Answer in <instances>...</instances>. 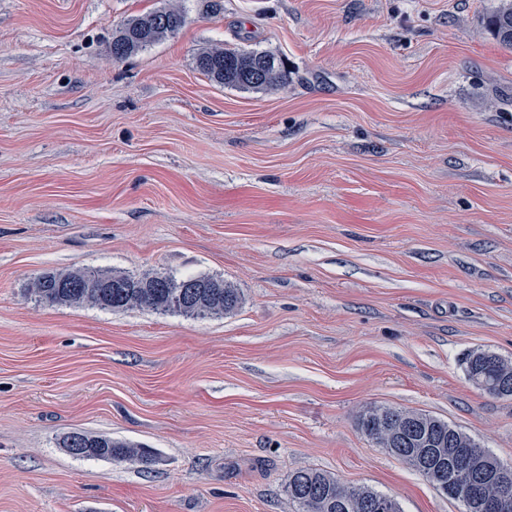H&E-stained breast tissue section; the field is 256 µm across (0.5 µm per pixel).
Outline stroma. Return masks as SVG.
I'll return each mask as SVG.
<instances>
[{"mask_svg":"<svg viewBox=\"0 0 512 512\" xmlns=\"http://www.w3.org/2000/svg\"><path fill=\"white\" fill-rule=\"evenodd\" d=\"M499 0H0V512H298L299 468L464 512L357 428L420 411L512 465V48ZM183 27L113 59L129 18ZM285 86H224L209 46ZM238 288L222 317L48 307V270ZM153 460L72 456L73 433ZM486 27L505 47H512V0H501L486 18ZM197 66L216 83L241 89L258 90L288 82V70L281 59L267 51L238 52L221 46L207 47L198 53ZM256 69L262 73V79L254 82L252 75ZM465 372L468 380L478 389L492 396L510 395L493 393L496 381L508 374L512 381V361L490 351H470L465 358Z\"/></svg>","mask_w":512,"mask_h":512,"instance_id":"obj_1","label":"stroma"}]
</instances>
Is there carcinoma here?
Listing matches in <instances>:
<instances>
[{
    "mask_svg": "<svg viewBox=\"0 0 512 512\" xmlns=\"http://www.w3.org/2000/svg\"><path fill=\"white\" fill-rule=\"evenodd\" d=\"M185 22L176 7L163 8L127 20L112 41V57L123 59L177 32ZM486 27L505 47H512V0H500L498 8L486 18ZM198 68L211 80L241 89H264L288 83V70L281 59L267 51L238 52L221 46L202 49ZM27 294L35 301L54 306H88L120 311L133 308L159 313H177L189 317L224 316L242 303L239 289L213 276H189L178 279L169 274L134 275L112 270H52L34 277ZM468 380L491 395L496 381L508 376L512 381V361L490 351H471L465 358ZM387 420L410 423L428 437L427 443L396 444L385 438L381 424ZM357 425L375 445L405 462L450 499H456L460 487L475 482L473 500L483 504L475 509L461 500L465 512H498L490 508L496 494L493 483L471 474H448V457L434 455L429 465L411 461L413 450L449 449L457 457L484 459L492 466L503 464L468 434L429 414L392 406H367L360 411ZM90 452H75L71 435L64 436L60 447L69 454L102 460H138L148 462L150 451L138 444L114 440L110 436L83 433ZM288 497L299 512H400L391 497L365 486L347 485L319 470L300 468L288 478Z\"/></svg>",
    "mask_w": 512,
    "mask_h": 512,
    "instance_id": "1",
    "label": "carcinoma"
}]
</instances>
